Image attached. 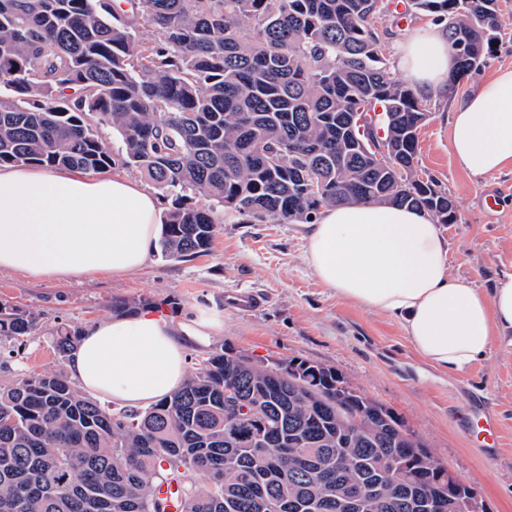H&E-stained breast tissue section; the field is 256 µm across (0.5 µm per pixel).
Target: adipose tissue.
Instances as JSON below:
<instances>
[{
	"label": "adipose tissue",
	"mask_w": 512,
	"mask_h": 512,
	"mask_svg": "<svg viewBox=\"0 0 512 512\" xmlns=\"http://www.w3.org/2000/svg\"><path fill=\"white\" fill-rule=\"evenodd\" d=\"M422 93L446 90L454 62L443 30L399 48ZM458 165L480 179L512 167V69L500 70L449 116ZM165 209L134 180L70 168H0V270L41 280L95 272L126 275L148 261ZM307 259L323 284L368 309L397 317L429 365L462 370L494 339L512 335V274L484 292L449 274V245L422 210L375 204L325 209L309 225ZM214 324L172 325L150 312L88 326L68 368L85 392L127 407L160 401L187 377L188 344Z\"/></svg>",
	"instance_id": "adipose-tissue-1"
}]
</instances>
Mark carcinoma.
<instances>
[{"mask_svg":"<svg viewBox=\"0 0 512 512\" xmlns=\"http://www.w3.org/2000/svg\"><path fill=\"white\" fill-rule=\"evenodd\" d=\"M371 0H0V166L37 164L99 173L134 166L171 198L162 259L208 255L217 221L191 203L200 194L250 221L314 224L321 209L354 203L410 206L456 224L455 200L419 184L421 100L386 69L368 20ZM408 10L448 20L457 76L491 53L484 27L499 0H408ZM154 38L142 42L138 20ZM465 49L459 50V41ZM381 112L384 135L363 122ZM110 125L125 151L98 135ZM393 154L377 171L364 152ZM40 314L0 300V339L29 336ZM81 331L59 327L62 360ZM322 388L220 351L201 358L180 390L145 409L87 397L62 371L0 387V512H167L159 484H175L182 512H338L336 501L388 458L412 460L418 485L400 480L354 512H414L411 495L442 489L433 455L414 457L413 434L379 401L351 395L336 370ZM239 390L234 411L224 380ZM362 409L373 411L356 424ZM279 429L260 433L255 419ZM353 468L332 480L336 453ZM190 482L185 483L180 469ZM205 475L208 483L198 484Z\"/></svg>","mask_w":512,"mask_h":512,"instance_id":"cac0c4a2","label":"carcinoma"}]
</instances>
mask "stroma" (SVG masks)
Here are the masks:
<instances>
[{"label":"stroma","instance_id":"35a3bbf8","mask_svg":"<svg viewBox=\"0 0 512 512\" xmlns=\"http://www.w3.org/2000/svg\"><path fill=\"white\" fill-rule=\"evenodd\" d=\"M498 45L481 68L455 92L424 98L430 118L419 133V168L435 177L458 207L459 221L442 225L451 248L450 272L480 289L512 273V168L474 180L456 162L448 124L452 104L512 68V0H501ZM431 19L419 12L390 15L382 30L389 49L387 71L405 80L398 47ZM496 197L487 208L485 195ZM219 220L210 255L166 261L151 255L139 271L64 280H35L0 271V299L40 313V331L0 343V384L30 372L67 369L50 344L60 325L84 328L112 316L119 300H145L179 324L217 320L208 344H189V363L224 346L253 360H306L335 369L349 387L400 414L448 469L477 489L488 512H512V345L494 342L486 356L462 371L443 372L425 363L391 318L362 308L327 288L306 259L307 230L297 224L250 223L194 196ZM246 289L263 295L261 308L227 307L224 293ZM497 415L502 450L489 455L478 430L461 417L474 402Z\"/></svg>","mask_w":512,"mask_h":512}]
</instances>
